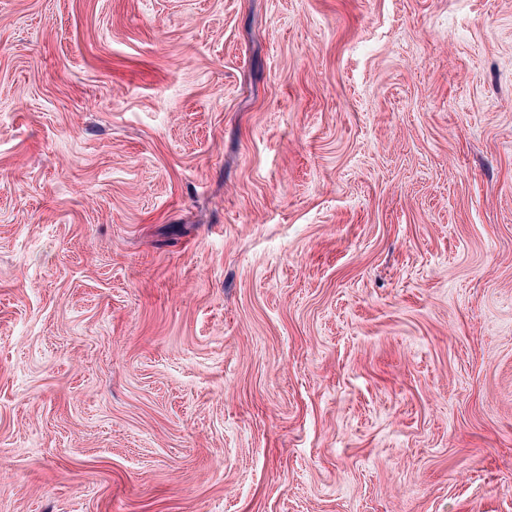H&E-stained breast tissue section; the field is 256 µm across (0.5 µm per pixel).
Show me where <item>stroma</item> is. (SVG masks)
I'll return each instance as SVG.
<instances>
[{
	"instance_id": "stroma-1",
	"label": "stroma",
	"mask_w": 512,
	"mask_h": 512,
	"mask_svg": "<svg viewBox=\"0 0 512 512\" xmlns=\"http://www.w3.org/2000/svg\"><path fill=\"white\" fill-rule=\"evenodd\" d=\"M0 512H512V0H0Z\"/></svg>"
}]
</instances>
